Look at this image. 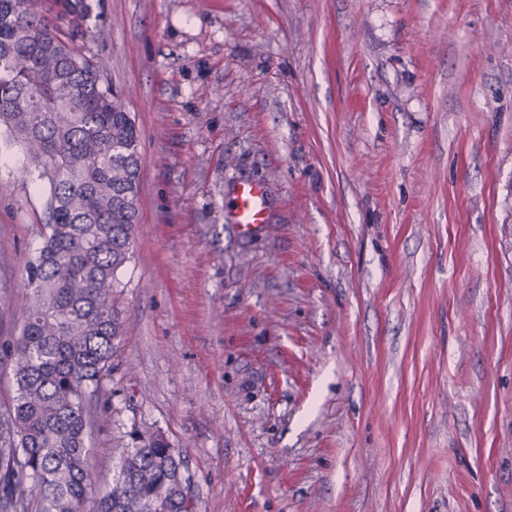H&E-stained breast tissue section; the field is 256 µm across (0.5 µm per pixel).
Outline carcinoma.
Returning a JSON list of instances; mask_svg holds the SVG:
<instances>
[{
  "instance_id": "carcinoma-1",
  "label": "carcinoma",
  "mask_w": 512,
  "mask_h": 512,
  "mask_svg": "<svg viewBox=\"0 0 512 512\" xmlns=\"http://www.w3.org/2000/svg\"><path fill=\"white\" fill-rule=\"evenodd\" d=\"M55 4L71 30L87 29L91 0ZM105 68L37 0H0V144L23 149L22 176L47 212L21 278L31 302L10 354L17 396L0 422V491L19 508L36 494L41 512H195L181 455L160 434L113 449L100 496L88 462V397L122 335L117 273L132 254L142 168L139 131Z\"/></svg>"
}]
</instances>
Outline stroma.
I'll return each instance as SVG.
<instances>
[{"mask_svg":"<svg viewBox=\"0 0 512 512\" xmlns=\"http://www.w3.org/2000/svg\"><path fill=\"white\" fill-rule=\"evenodd\" d=\"M88 28L142 154L99 490L147 425L196 512H512V0H100ZM22 163L0 417L46 220ZM234 224L244 234L261 229L266 222L268 195L262 182L246 181L237 185L231 199Z\"/></svg>","mask_w":512,"mask_h":512,"instance_id":"obj_1","label":"stroma"}]
</instances>
